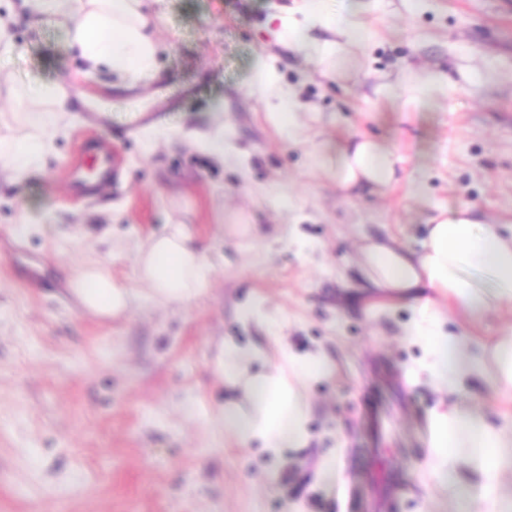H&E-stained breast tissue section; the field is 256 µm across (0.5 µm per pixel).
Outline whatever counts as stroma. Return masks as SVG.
I'll use <instances>...</instances> for the list:
<instances>
[{
  "instance_id": "stroma-1",
  "label": "stroma",
  "mask_w": 512,
  "mask_h": 512,
  "mask_svg": "<svg viewBox=\"0 0 512 512\" xmlns=\"http://www.w3.org/2000/svg\"><path fill=\"white\" fill-rule=\"evenodd\" d=\"M300 0H151L160 16V81L127 92L82 76L54 25L12 27L0 74L34 91L74 73L89 96L45 168L20 183L0 171V512H465L421 481L428 425L444 400L512 435V405L485 377L444 397L420 368L407 306L386 307L357 272L364 236L416 247L438 207L472 205L512 234V0H326L358 7L370 37L350 78L330 80L280 43ZM264 60L298 88L294 136L256 90ZM440 69L458 90L415 112L377 86ZM361 132L391 145L404 185L337 195L321 152ZM224 137L223 156L209 144ZM107 147L111 184L73 191L83 144ZM37 223L16 233L22 205ZM196 235L214 265L190 306L138 300L118 316L85 312L68 265L108 260L136 281L137 252L165 224ZM256 317L243 319L245 308ZM445 329L483 342L512 337V308L478 320L454 306ZM335 365L310 388L307 447L273 463L228 440L224 387L209 362L224 338ZM336 456V480L316 481Z\"/></svg>"
}]
</instances>
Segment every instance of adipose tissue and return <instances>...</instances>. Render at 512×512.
I'll return each instance as SVG.
<instances>
[{"mask_svg": "<svg viewBox=\"0 0 512 512\" xmlns=\"http://www.w3.org/2000/svg\"><path fill=\"white\" fill-rule=\"evenodd\" d=\"M321 2L302 0L301 6L282 17L281 26L289 50L318 67L321 75L341 80L352 69V47L366 41L369 31L355 8L330 11ZM17 8L31 26L51 21L65 29L67 51L83 60L86 72L107 71L112 89L132 88L159 75L157 17L147 0H19ZM316 28L328 31V38L312 39L310 32ZM455 89L442 71L410 70L384 93L410 106L450 96ZM37 99L49 104V111L15 115L26 135L0 137V169L11 172L17 182L44 165L51 134L68 126L77 109L61 82L41 87ZM399 163L391 146L354 133L326 159L323 170L337 192L348 196L364 188L393 189L400 182ZM138 264L146 298L162 306L192 303L204 291L210 271L207 257L183 224L168 225L151 237L139 251ZM359 272L366 287L423 311V318L407 324L406 334L422 344L426 352L422 369L436 391L459 393L469 378L488 373L497 393L512 400V338L491 349L473 347L462 337L443 332L444 314L433 307L439 298L478 318L512 303V236L475 218L471 207L442 210L430 218L419 247L392 237L366 240ZM70 291L83 310L101 317L125 312L137 295L115 280L108 262L101 260L77 265ZM256 362L264 368L254 373L250 367ZM211 370L232 391L217 415L226 436L242 447L259 444L276 458L287 449L304 447L309 385L330 372L321 353L298 355L286 350L280 361L271 362L264 349L228 337ZM429 431L431 464L424 480L466 501L468 512H512V498L495 494L500 474L512 470L511 439L461 405L434 410Z\"/></svg>", "mask_w": 512, "mask_h": 512, "instance_id": "adipose-tissue-1", "label": "adipose tissue"}]
</instances>
